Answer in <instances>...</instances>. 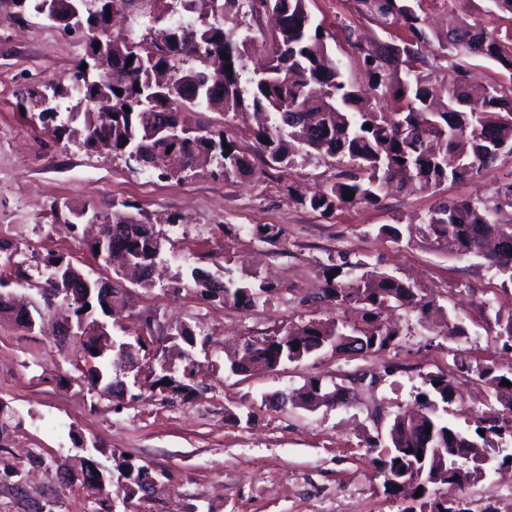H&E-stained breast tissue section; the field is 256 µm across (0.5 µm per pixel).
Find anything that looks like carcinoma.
Instances as JSON below:
<instances>
[{
    "label": "carcinoma",
    "instance_id": "obj_1",
    "mask_svg": "<svg viewBox=\"0 0 512 512\" xmlns=\"http://www.w3.org/2000/svg\"><path fill=\"white\" fill-rule=\"evenodd\" d=\"M85 2L91 8L86 33L95 67L84 71L79 65L69 84L44 87L53 97L51 111L60 119L50 130L80 141L87 149L107 146L165 177L192 170L203 154L226 179L252 174L253 163L227 133L190 119L202 110L229 113L246 105L257 110V143L268 167L288 169L311 155L334 160L339 169L335 180L301 201L323 214L347 205H375L391 187L398 192L413 187L434 192L448 182L473 179L501 155L512 154V89L504 90L500 82L470 81L471 61L482 59L500 64L512 84V37H501L476 18L462 17L445 33L431 36L419 14L423 0H351L358 14L386 34V39L365 45L355 28L346 27L347 42L363 57L368 78L363 88L345 79L342 62L328 44L327 31L313 22L307 0H177L189 15L186 23L169 21L174 7L167 0H140L141 16L154 24L169 22L163 47L144 38L136 42L128 33L107 34L108 20L93 11L97 0ZM483 2V14L491 19L512 15V0ZM248 14L267 19L261 39L270 48L267 65L253 74L246 71L244 59L254 48L255 36L236 24L226 26L227 20ZM401 30L406 37L398 35ZM430 36L437 42V57L446 65H434L422 55L421 44ZM100 40L105 44L103 53L95 50ZM223 53L228 59L221 58ZM111 66L125 73V83L109 82L106 73ZM227 67L232 72L225 71ZM65 97H74L77 103L63 117L59 100ZM389 98L397 102L391 111L383 105ZM505 208L512 209V176L488 197L440 201L415 232L460 257L482 260L512 281V224L499 220ZM99 219L112 227L107 241L112 254L128 257L119 277L145 290L153 288V264L167 238L120 210ZM18 251V246L0 241V281L8 277L13 286L31 290L39 299L25 302L18 295L0 299L1 321L8 319L27 332L59 308L89 323L97 322V313L111 309L117 288L88 291L90 275L58 257L43 260L36 277L20 261L6 266L8 257ZM344 266L361 273L325 278L322 299L359 308L360 324L314 318L250 337L229 358L230 371L236 375L256 367L274 371L329 349L341 353L350 347L356 353L375 354L399 342L400 331L383 320L386 310L407 308L421 320L440 310L434 301L420 297L414 285L386 270L367 269L345 257L334 268ZM186 288L204 299L247 309L261 302L273 286L223 280L190 266L175 280L172 291ZM494 324L503 344L511 346L512 313L505 318L495 315ZM442 329L451 340L468 334L455 315L447 316ZM172 339L169 366L153 371L144 383L152 396L163 401L174 394L186 398L199 386L190 352L194 333L184 327ZM112 340L107 325L87 341L73 339L72 364L79 380L97 396H127L133 401L139 395L110 359ZM460 367L476 374L496 401L505 399L511 405L505 414L477 416L470 432L457 430L442 416L456 397V387L445 374L425 375L419 409L394 416L387 428L388 449L378 459L386 493L412 497L400 512H470L436 501L431 493L435 479L443 478L447 497L454 499V491L471 485L476 471L485 469L488 456L499 457L502 465L512 457L500 455L492 441L494 436L512 438V372L502 373L493 363L474 366L463 358ZM504 380L511 385L502 384ZM346 393L344 386L329 387L312 377L291 391L288 400L302 409L319 398L333 406ZM74 465L81 472L77 481L106 494L95 499L99 507L94 512H112V493L106 491L98 470L81 459ZM148 485L143 468L127 467L122 499L148 497Z\"/></svg>",
    "mask_w": 512,
    "mask_h": 512
}]
</instances>
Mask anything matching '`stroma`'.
<instances>
[{"instance_id":"35a3bbf8","label":"stroma","mask_w":512,"mask_h":512,"mask_svg":"<svg viewBox=\"0 0 512 512\" xmlns=\"http://www.w3.org/2000/svg\"><path fill=\"white\" fill-rule=\"evenodd\" d=\"M315 22L334 33L333 50L350 80L365 83L359 55L345 39L346 26L363 35L381 30L358 18L349 0H308ZM42 16L17 14L0 5V238L18 244L28 266L56 256L91 277L114 278L95 259L92 229L71 228L69 210L145 214L170 237L154 288L126 285L118 322L139 333L154 319L158 336L188 326L207 344L195 348L204 390L160 402L100 400L74 383L68 358L51 336L29 334L0 322V467L27 470L23 493L0 482V512H32L57 500V512H92L94 493L56 471L61 457L83 456L107 469L119 463L148 466L160 481L149 499L116 505L115 512H400L402 498L388 495L374 460L379 449L367 438L395 414L412 408L423 378L446 373L456 387L449 423L474 426L475 415L500 410L476 375L455 361L488 360L512 371V348H504L489 324L490 308L512 312V282L476 258H464L420 241H394L385 224L407 225L442 199L490 195L512 176V156L472 180L448 183L438 192L389 194L377 205H349L324 215L303 206L318 184L333 179L330 160L313 156L289 169L224 180L207 172L158 178L111 152H91L44 129L38 110L22 93L65 79L88 54L87 37L71 35L70 47ZM197 121L226 130L239 151L257 156V125L251 111L197 113ZM258 224L277 236L255 238ZM415 281L449 312L463 318L468 334L448 339L421 327L413 312L393 319L402 341L377 354L336 355L289 363L273 372L234 375L227 356L244 338L260 336L312 318L335 316L321 300L325 274L337 254ZM195 265L226 279L268 281L269 300L242 310L202 299L195 290L171 292L179 272ZM349 387L342 406L313 411L282 404L281 393L309 378ZM40 464H32V457ZM470 512H512V469L487 465L484 477L466 487Z\"/></svg>"}]
</instances>
